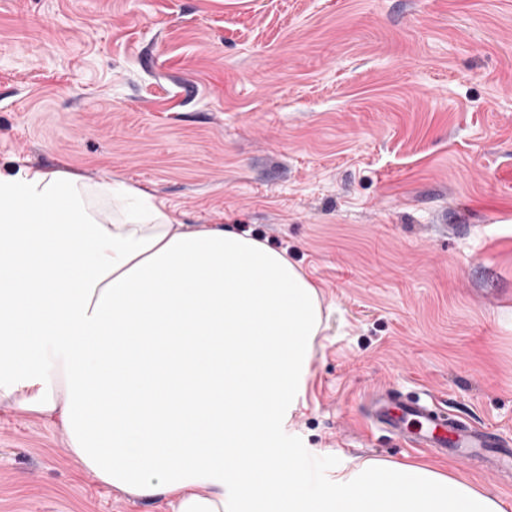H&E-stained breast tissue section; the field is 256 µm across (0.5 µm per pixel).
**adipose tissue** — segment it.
<instances>
[{
	"label": "adipose tissue",
	"mask_w": 512,
	"mask_h": 512,
	"mask_svg": "<svg viewBox=\"0 0 512 512\" xmlns=\"http://www.w3.org/2000/svg\"><path fill=\"white\" fill-rule=\"evenodd\" d=\"M0 173V404L55 416L75 464L172 512H505L429 465L367 460L314 494L275 433L322 321L286 252L192 227L116 179Z\"/></svg>",
	"instance_id": "adipose-tissue-1"
}]
</instances>
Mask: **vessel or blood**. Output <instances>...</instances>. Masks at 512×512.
Returning <instances> with one entry per match:
<instances>
[{
	"instance_id": "1",
	"label": "vessel or blood",
	"mask_w": 512,
	"mask_h": 512,
	"mask_svg": "<svg viewBox=\"0 0 512 512\" xmlns=\"http://www.w3.org/2000/svg\"><path fill=\"white\" fill-rule=\"evenodd\" d=\"M369 419L413 448H432L450 459H467L512 472V444L492 428L448 415L431 394L406 397L378 388L364 398Z\"/></svg>"
}]
</instances>
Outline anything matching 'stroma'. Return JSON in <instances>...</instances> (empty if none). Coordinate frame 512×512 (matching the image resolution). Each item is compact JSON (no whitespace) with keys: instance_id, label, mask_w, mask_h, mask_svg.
<instances>
[{"instance_id":"obj_1","label":"stroma","mask_w":512,"mask_h":512,"mask_svg":"<svg viewBox=\"0 0 512 512\" xmlns=\"http://www.w3.org/2000/svg\"><path fill=\"white\" fill-rule=\"evenodd\" d=\"M105 174L287 251L328 310L277 435L311 478L429 463L427 391L512 442V0H0V172ZM512 507V478L438 462ZM0 512H167L0 405Z\"/></svg>"}]
</instances>
